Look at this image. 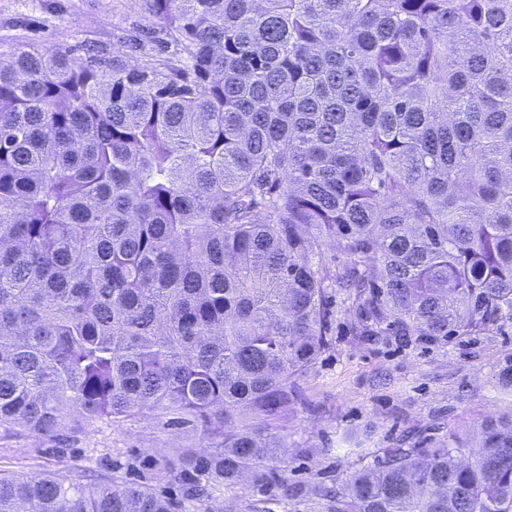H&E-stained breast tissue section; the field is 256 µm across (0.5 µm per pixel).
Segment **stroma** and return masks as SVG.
<instances>
[{"instance_id":"35a3bbf8","label":"stroma","mask_w":512,"mask_h":512,"mask_svg":"<svg viewBox=\"0 0 512 512\" xmlns=\"http://www.w3.org/2000/svg\"><path fill=\"white\" fill-rule=\"evenodd\" d=\"M147 0H0V54L28 46L90 41L132 62L130 44L149 25ZM353 315L336 302V345L300 382L301 401L272 423L283 443L288 480L335 486L378 449L408 434L460 437L478 448L485 423L512 420V324L489 336L448 344H361ZM217 438L179 431L151 417L98 421L76 435L35 436L0 429V472L17 479L59 475L69 464L97 467L101 457H173L208 450Z\"/></svg>"}]
</instances>
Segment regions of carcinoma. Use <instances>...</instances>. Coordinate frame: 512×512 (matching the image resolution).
I'll return each mask as SVG.
<instances>
[{"mask_svg": "<svg viewBox=\"0 0 512 512\" xmlns=\"http://www.w3.org/2000/svg\"><path fill=\"white\" fill-rule=\"evenodd\" d=\"M177 47L0 58V428L154 417L210 451L0 473V512L308 495L244 416L301 401L336 292L361 342L512 324V0H148ZM347 257L336 270L325 247ZM412 438L325 512H512V422Z\"/></svg>", "mask_w": 512, "mask_h": 512, "instance_id": "cac0c4a2", "label": "carcinoma"}]
</instances>
